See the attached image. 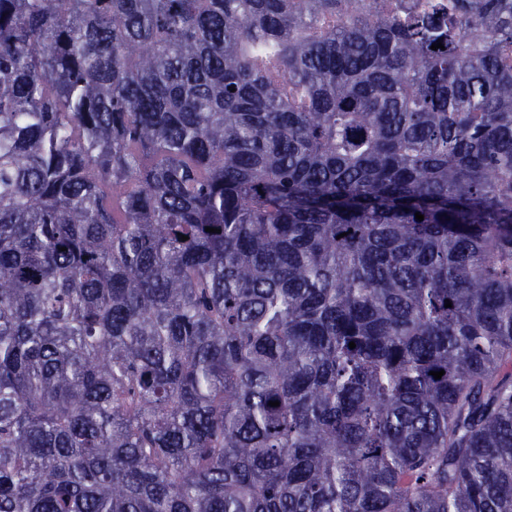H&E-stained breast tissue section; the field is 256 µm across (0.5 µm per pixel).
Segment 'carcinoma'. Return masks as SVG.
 <instances>
[{"mask_svg": "<svg viewBox=\"0 0 512 512\" xmlns=\"http://www.w3.org/2000/svg\"><path fill=\"white\" fill-rule=\"evenodd\" d=\"M0 512H512V0H0Z\"/></svg>", "mask_w": 512, "mask_h": 512, "instance_id": "carcinoma-1", "label": "carcinoma"}]
</instances>
